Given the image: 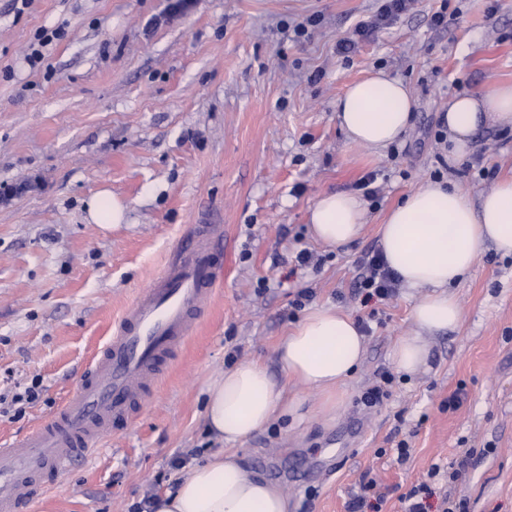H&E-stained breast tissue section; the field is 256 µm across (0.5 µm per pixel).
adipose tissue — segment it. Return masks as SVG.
Returning <instances> with one entry per match:
<instances>
[{
    "instance_id": "ef3b65f1",
    "label": "adipose tissue",
    "mask_w": 512,
    "mask_h": 512,
    "mask_svg": "<svg viewBox=\"0 0 512 512\" xmlns=\"http://www.w3.org/2000/svg\"><path fill=\"white\" fill-rule=\"evenodd\" d=\"M415 107L402 81L379 72L350 86L336 105V118L355 144L379 153L406 131ZM451 153L463 151L484 124L512 126V87L466 95L448 105L445 116ZM314 237L342 247L360 237L365 204L356 195L323 194L309 213ZM512 255V179L472 197L455 182L425 184L388 213L380 228V249L407 288L426 294L412 309L416 333L393 347L397 366L408 373L426 364V337L457 326L461 307L452 294L474 268L484 248ZM365 353V337L350 315L332 306L307 312L281 338L275 361L287 377L307 383L335 410L344 387ZM285 386L261 362L225 371L207 389L204 423L224 449L190 465L175 490L160 494L151 512H290L282 488L252 470L237 445L269 430L298 411Z\"/></svg>"
}]
</instances>
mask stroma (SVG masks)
I'll return each mask as SVG.
<instances>
[{
	"label": "stroma",
	"instance_id": "obj_1",
	"mask_svg": "<svg viewBox=\"0 0 512 512\" xmlns=\"http://www.w3.org/2000/svg\"><path fill=\"white\" fill-rule=\"evenodd\" d=\"M13 2L0 0V185L33 187L0 203V381L37 376L44 391L21 419L0 416V438L19 441L56 410L192 225L224 227V278L150 402L26 512H130L181 478L177 453L219 451L202 419L207 386L232 347L272 363L299 320L290 303L302 288L370 330L335 412L313 387L285 379L305 418L243 445L292 512H346L365 476L388 491L381 512H405V495L423 482L435 490L429 512L446 498L466 500L469 512H512V256L483 251L454 290L460 324L427 337L428 361L412 374L392 348L414 333L423 290L371 307L351 296L362 257L406 194L437 174L474 195L512 176V129L480 128L458 157L435 138L454 96L512 85V0H460L444 30L430 25L440 0H418L349 58L336 42L374 0H196L171 21L168 0H29L20 13ZM314 13L311 37L295 38L294 24ZM61 24L66 39L31 70L35 31ZM379 69L410 88L416 107L396 151L375 154L349 142L336 103ZM372 170L385 189L365 204L362 236L336 249L315 241L308 211L318 197L353 191ZM103 189L126 203L127 223L89 221L86 202ZM302 247L323 256L319 270L294 269ZM382 382L387 398L364 408L362 393ZM457 390L463 402L452 410ZM461 462L463 476L450 480Z\"/></svg>",
	"mask_w": 512,
	"mask_h": 512
}]
</instances>
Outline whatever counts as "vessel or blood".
I'll return each instance as SVG.
<instances>
[{
    "label": "vessel or blood",
    "mask_w": 512,
    "mask_h": 512,
    "mask_svg": "<svg viewBox=\"0 0 512 512\" xmlns=\"http://www.w3.org/2000/svg\"><path fill=\"white\" fill-rule=\"evenodd\" d=\"M212 224L193 225L151 288L141 292L88 359L79 384L20 445L0 442V512H19L91 455L93 443L128 425L209 305L223 269Z\"/></svg>",
    "instance_id": "vessel-or-blood-1"
}]
</instances>
